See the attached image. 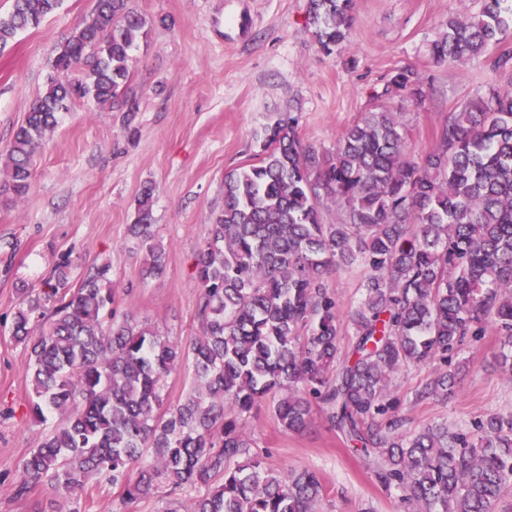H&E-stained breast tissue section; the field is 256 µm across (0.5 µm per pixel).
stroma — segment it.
I'll return each mask as SVG.
<instances>
[{"mask_svg":"<svg viewBox=\"0 0 512 512\" xmlns=\"http://www.w3.org/2000/svg\"><path fill=\"white\" fill-rule=\"evenodd\" d=\"M95 0H63L39 27L0 49V148L12 139L42 91L56 48L92 11ZM146 21L126 89L137 104L99 108L93 101L62 113L33 159L30 191L6 190L0 174V512H30L48 502L38 488L15 499L20 459L42 426L25 413L27 355L8 326L21 286L42 284L56 257L71 253L78 272L112 264L117 317L190 344L200 332L194 264L206 226L224 206V177L253 163L256 137L281 112L299 117L304 143L323 154L362 112H399L414 157L434 146L436 127L490 85L512 82L490 56L452 65L430 53L448 17L477 13L482 0H355L348 43L327 54L308 24L309 0H130ZM409 67L434 88L418 107L386 93L391 72ZM154 190L155 241L166 253L163 274L145 273L146 252L128 233L136 199ZM364 269L332 271L340 347L353 341L350 316L363 296ZM512 343L494 325L467 337L453 362L463 363L448 399L415 402L442 363L400 371L393 412L409 430L448 423L471 433L490 413L512 412V373L503 353ZM255 450L275 470L308 469L322 478L318 512H412L396 489L377 481L370 458L349 447L312 408L301 433L285 431L270 401L246 421Z\"/></svg>","mask_w":512,"mask_h":512,"instance_id":"stroma-1","label":"stroma"}]
</instances>
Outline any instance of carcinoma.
<instances>
[{
  "label": "carcinoma",
  "instance_id": "1",
  "mask_svg": "<svg viewBox=\"0 0 512 512\" xmlns=\"http://www.w3.org/2000/svg\"><path fill=\"white\" fill-rule=\"evenodd\" d=\"M61 0H12L0 15V46L38 26ZM354 0H309L313 37L327 53L348 41ZM147 21L129 0H95L56 49L44 89L6 149L8 189L31 186V161L59 116L91 99L123 104L131 52ZM499 49L492 70L512 64V0H484L448 19L431 44L438 63ZM394 93L425 104L424 82L392 72ZM256 161L224 177V207L198 250L200 336L189 346L112 312V263L71 281L68 254L44 288L17 289L9 333L28 355L29 418L58 417L23 457L16 498L37 487L86 512L99 489L122 500L194 490L190 512H316L323 484L313 471L273 472L255 453L245 418L272 399L288 432L306 429L312 406L372 458L379 483L414 512H495L512 495V413L488 414L466 436L446 425L404 430L390 415L397 374L448 360L486 324L512 333V85L448 113L434 148L415 158L401 113L374 108L344 128L331 154L303 143L297 118L279 115L260 135ZM345 213L325 224L320 205ZM129 233L160 274L153 189L137 197ZM368 275L340 348L336 268ZM192 359L194 387L167 404L165 378ZM460 369L434 377L417 398L448 396Z\"/></svg>",
  "mask_w": 512,
  "mask_h": 512
}]
</instances>
